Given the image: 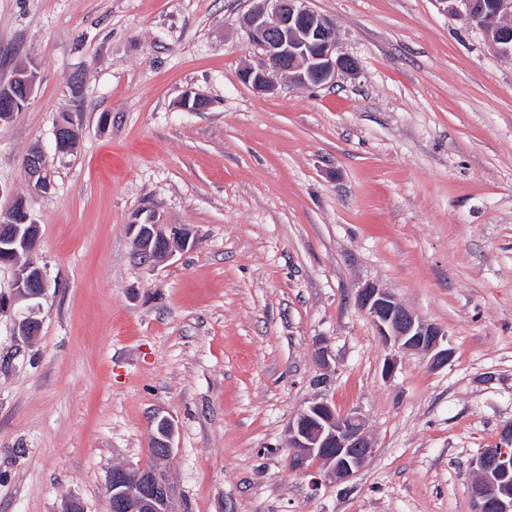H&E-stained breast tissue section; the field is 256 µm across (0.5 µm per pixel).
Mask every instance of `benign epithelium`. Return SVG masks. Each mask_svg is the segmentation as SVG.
Listing matches in <instances>:
<instances>
[{
    "mask_svg": "<svg viewBox=\"0 0 512 512\" xmlns=\"http://www.w3.org/2000/svg\"><path fill=\"white\" fill-rule=\"evenodd\" d=\"M243 17L249 41L262 51V62L248 65L240 80L254 91L275 89L276 79L286 77L296 85L333 84L340 74L358 70L355 58L341 52L333 34V23L308 6V0H253ZM443 10L465 25L483 32L489 49L501 57H512V32L500 26L512 20V0H437ZM34 69L18 70L10 83L0 87V120L10 119L29 103L37 85ZM79 139L73 124L61 120L54 130L55 150L70 155ZM44 153L35 146L23 161V173L34 194L51 188L44 166ZM136 254L144 260L163 262L178 250L188 248L191 232L184 226L160 231L154 219L129 225ZM39 245V226L31 221L27 199L15 197L0 210V266L15 270L14 296L28 302V312L16 320L17 334L27 340L37 336L34 318L37 301L48 287L44 270L33 260L22 264L14 255L33 253ZM358 304L371 319L385 344L399 350L429 357L430 365L448 364L451 349L448 333L435 323L405 307L397 297L374 285L358 290ZM154 438L163 446L161 457L172 451L174 426L166 417L155 418ZM289 445L297 469L313 471L314 483L345 482L363 468L375 452L365 432L363 419L353 413H339L325 401L313 400L288 425ZM476 479L469 495L471 512H512V450L486 448L472 462ZM112 501L122 512H175L174 486L159 467L131 472L122 466L112 468L109 480Z\"/></svg>",
    "mask_w": 512,
    "mask_h": 512,
    "instance_id": "benign-epithelium-1",
    "label": "benign epithelium"
}]
</instances>
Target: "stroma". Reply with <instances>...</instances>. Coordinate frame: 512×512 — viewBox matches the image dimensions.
Returning <instances> with one entry per match:
<instances>
[{
  "instance_id": "35a3bbf8",
  "label": "stroma",
  "mask_w": 512,
  "mask_h": 512,
  "mask_svg": "<svg viewBox=\"0 0 512 512\" xmlns=\"http://www.w3.org/2000/svg\"><path fill=\"white\" fill-rule=\"evenodd\" d=\"M309 5L358 71L259 94L252 0H0V85L38 73L0 123V208L27 197L49 279L34 339L0 309V512H110L113 466L155 464L178 512H470V463L512 423V58L438 0ZM145 211L190 246L139 258ZM368 284L447 331L446 366L401 351L385 375ZM315 399L365 421L349 481L293 465ZM79 139L73 124L61 120L56 124L54 130L55 150L59 155L73 154L78 147ZM44 153L40 146H34L23 161V173L34 194L45 193L51 188V179L44 166ZM154 425H156V432L153 437L162 443L163 450L161 456L159 457L160 448H158V446L153 442V455L159 457V459H164L165 457H168L172 451L174 426L172 422L166 417H156Z\"/></svg>"
}]
</instances>
